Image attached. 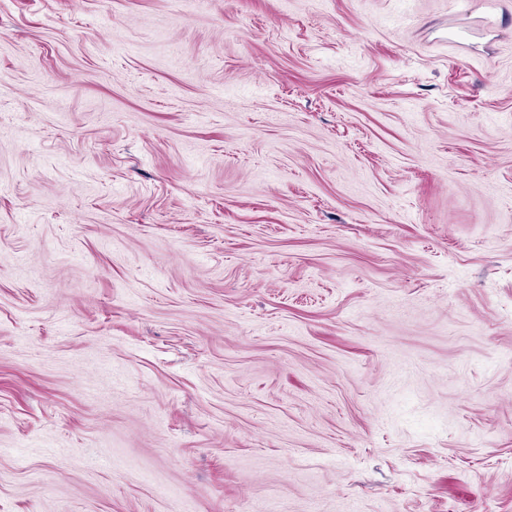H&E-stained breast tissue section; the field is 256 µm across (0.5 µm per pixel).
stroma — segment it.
<instances>
[{
  "instance_id": "35a3bbf8",
  "label": "stroma",
  "mask_w": 512,
  "mask_h": 512,
  "mask_svg": "<svg viewBox=\"0 0 512 512\" xmlns=\"http://www.w3.org/2000/svg\"><path fill=\"white\" fill-rule=\"evenodd\" d=\"M0 512H512V0H0Z\"/></svg>"
}]
</instances>
